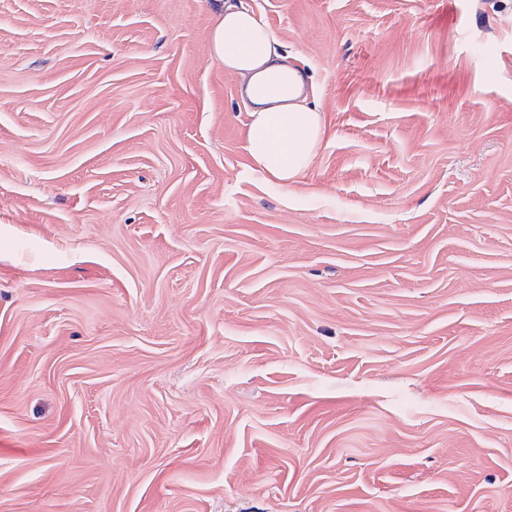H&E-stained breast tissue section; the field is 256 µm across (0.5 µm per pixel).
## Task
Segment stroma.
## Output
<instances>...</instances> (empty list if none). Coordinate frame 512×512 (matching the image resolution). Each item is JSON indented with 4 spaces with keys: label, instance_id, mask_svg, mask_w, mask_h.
<instances>
[{
    "label": "stroma",
    "instance_id": "obj_1",
    "mask_svg": "<svg viewBox=\"0 0 512 512\" xmlns=\"http://www.w3.org/2000/svg\"><path fill=\"white\" fill-rule=\"evenodd\" d=\"M0 0V512H512V0ZM212 58L237 75L249 107L246 149L255 168L288 188L310 166L324 135L303 72L276 49L267 26L241 4L218 1ZM276 86L277 91H269Z\"/></svg>",
    "mask_w": 512,
    "mask_h": 512
}]
</instances>
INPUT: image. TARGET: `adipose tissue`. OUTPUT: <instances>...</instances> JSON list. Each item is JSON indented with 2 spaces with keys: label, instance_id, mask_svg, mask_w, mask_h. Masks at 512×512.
Here are the masks:
<instances>
[{
  "label": "adipose tissue",
  "instance_id": "obj_1",
  "mask_svg": "<svg viewBox=\"0 0 512 512\" xmlns=\"http://www.w3.org/2000/svg\"><path fill=\"white\" fill-rule=\"evenodd\" d=\"M212 58L240 79L249 107L246 149L263 175L281 187L310 166L324 118L308 101L303 72L276 49L267 26L236 0H220L209 36Z\"/></svg>",
  "mask_w": 512,
  "mask_h": 512
}]
</instances>
